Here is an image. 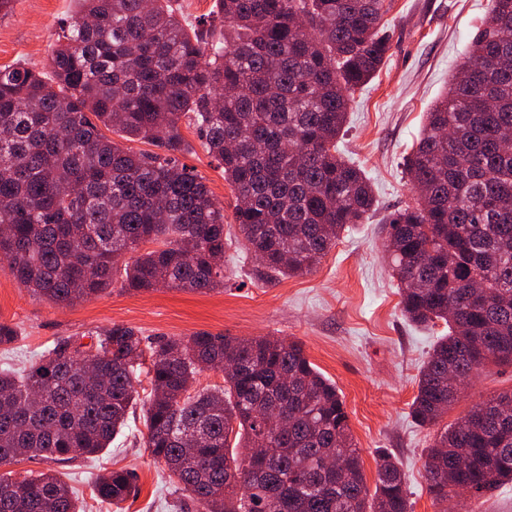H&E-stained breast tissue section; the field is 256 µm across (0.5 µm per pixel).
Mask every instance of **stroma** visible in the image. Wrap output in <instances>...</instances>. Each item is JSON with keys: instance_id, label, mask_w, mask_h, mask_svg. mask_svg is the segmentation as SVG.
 <instances>
[{"instance_id": "35a3bbf8", "label": "stroma", "mask_w": 512, "mask_h": 512, "mask_svg": "<svg viewBox=\"0 0 512 512\" xmlns=\"http://www.w3.org/2000/svg\"><path fill=\"white\" fill-rule=\"evenodd\" d=\"M490 8L491 0H392L390 49L376 77L353 91L338 142L371 179L379 206L367 223L342 233L311 272L258 279L224 171L205 153L195 128L184 123L180 132L194 150L178 161L204 178L224 209L229 242L223 289L133 292L116 282L98 297L61 307L0 270V322L17 331L14 343L0 346V369L29 363L62 338L89 343L90 332L115 323L140 329L154 343L203 331L295 341L344 401L367 488L376 485V454L385 450L405 474L412 512H512V482L480 497L449 498L444 508L426 490L425 455L437 429L415 424L409 408L420 369L447 328L441 322L417 326L403 317L381 231L389 212L412 201L405 158ZM75 11V0H15L11 12L0 14V67L21 62L47 70L51 47ZM511 391L512 365H489L464 387L444 421L453 423L476 403ZM143 415V408H134L122 434L99 456L69 462L24 458L11 469L17 476L54 470L84 495V512H113L90 498L89 486L105 471L126 468L135 473L139 493L120 512H175L167 472L143 446Z\"/></svg>"}]
</instances>
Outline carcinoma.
<instances>
[{"label": "carcinoma", "mask_w": 512, "mask_h": 512, "mask_svg": "<svg viewBox=\"0 0 512 512\" xmlns=\"http://www.w3.org/2000/svg\"><path fill=\"white\" fill-rule=\"evenodd\" d=\"M50 73L0 68V269L59 306L111 286L202 292L224 286V209L177 155L198 130L224 168L255 271L313 269L375 210L363 170L338 153L351 92L388 53L389 0H218L219 24L191 30L173 0H76ZM157 148L137 153L102 129ZM512 0L490 14L426 114L406 162L414 202L385 225L402 313L448 334L424 363L410 416L433 426L492 360L512 364ZM154 248L141 250L145 244ZM88 348L57 341L24 371H0V462H66L112 443L139 400L150 358L144 446L194 512H411L398 463L363 461L336 386L298 342L198 332L148 347L114 323ZM218 368L224 385L192 391ZM288 430L272 435L271 414ZM266 448L253 472L236 448ZM427 489L444 502L512 481V392L436 434ZM101 504L135 492L111 470ZM0 512H78L57 474L0 472Z\"/></svg>", "instance_id": "cac0c4a2"}]
</instances>
